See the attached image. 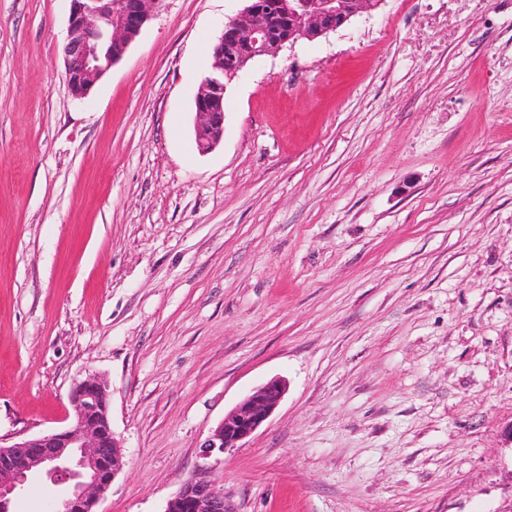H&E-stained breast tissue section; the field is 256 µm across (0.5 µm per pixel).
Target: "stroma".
I'll return each mask as SVG.
<instances>
[{
  "label": "stroma",
  "mask_w": 512,
  "mask_h": 512,
  "mask_svg": "<svg viewBox=\"0 0 512 512\" xmlns=\"http://www.w3.org/2000/svg\"><path fill=\"white\" fill-rule=\"evenodd\" d=\"M241 0H162L82 100L68 0H0V436L108 386L163 512L200 445L231 512H512V0H384L194 97ZM285 392L286 383L278 378L256 388L211 429L201 447L204 448L202 457L209 458L214 453L224 454L231 448L241 447V442L265 425Z\"/></svg>",
  "instance_id": "obj_1"
}]
</instances>
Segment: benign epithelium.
Instances as JSON below:
<instances>
[{"mask_svg": "<svg viewBox=\"0 0 512 512\" xmlns=\"http://www.w3.org/2000/svg\"><path fill=\"white\" fill-rule=\"evenodd\" d=\"M63 43L64 77L71 94L82 99L118 63L141 34L161 0H69ZM246 5L224 23L212 48L211 70L194 98L195 136L201 150L224 137V96L251 61L273 54L300 39L315 40L379 9L384 0H245ZM109 45L106 61L98 47ZM286 383L271 379L240 401L209 432L202 457L241 447L265 425L279 406ZM74 425L6 444L0 438V512H11L14 498L30 475L44 471L69 483L54 512H94L123 468L121 442L109 417L105 382L89 375L74 383L69 395ZM164 512H231L224 489L201 466Z\"/></svg>", "mask_w": 512, "mask_h": 512, "instance_id": "1", "label": "benign epithelium"}]
</instances>
